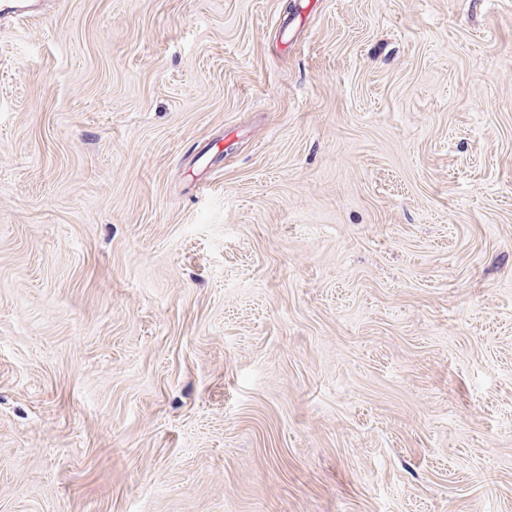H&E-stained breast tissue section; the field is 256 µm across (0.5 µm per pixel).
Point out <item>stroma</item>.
<instances>
[{
	"label": "stroma",
	"instance_id": "35a3bbf8",
	"mask_svg": "<svg viewBox=\"0 0 512 512\" xmlns=\"http://www.w3.org/2000/svg\"><path fill=\"white\" fill-rule=\"evenodd\" d=\"M0 16V512H512V0Z\"/></svg>",
	"mask_w": 512,
	"mask_h": 512
}]
</instances>
